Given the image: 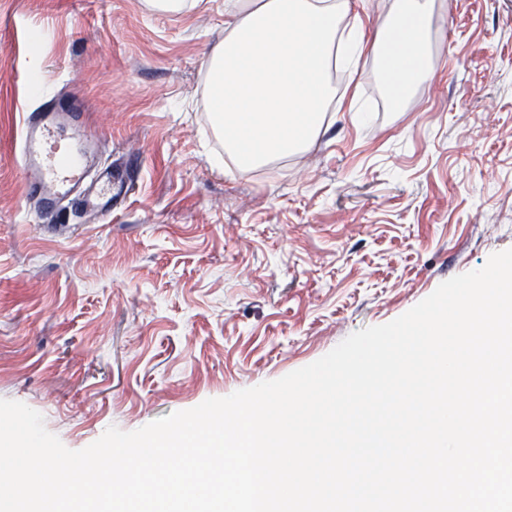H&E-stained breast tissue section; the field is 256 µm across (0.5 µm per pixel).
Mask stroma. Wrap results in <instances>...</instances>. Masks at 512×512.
<instances>
[{
	"mask_svg": "<svg viewBox=\"0 0 512 512\" xmlns=\"http://www.w3.org/2000/svg\"><path fill=\"white\" fill-rule=\"evenodd\" d=\"M396 0H358L372 47L337 72L319 137L225 162L206 61L224 0H0V398L69 449L318 360L512 249V0H435L431 84L395 104L374 49ZM78 98L124 206L49 233L18 142L41 88Z\"/></svg>",
	"mask_w": 512,
	"mask_h": 512,
	"instance_id": "1",
	"label": "stroma"
}]
</instances>
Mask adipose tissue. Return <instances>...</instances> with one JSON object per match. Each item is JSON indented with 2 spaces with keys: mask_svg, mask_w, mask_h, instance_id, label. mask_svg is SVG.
Segmentation results:
<instances>
[{
  "mask_svg": "<svg viewBox=\"0 0 512 512\" xmlns=\"http://www.w3.org/2000/svg\"><path fill=\"white\" fill-rule=\"evenodd\" d=\"M433 0H399L380 29V64L394 95L429 82L423 30ZM349 0H224V37L207 62L213 127L245 169L300 152L336 100L339 18Z\"/></svg>",
  "mask_w": 512,
  "mask_h": 512,
  "instance_id": "ef3b65f1",
  "label": "adipose tissue"
}]
</instances>
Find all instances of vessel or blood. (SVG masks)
<instances>
[{
	"label": "vessel or blood",
	"mask_w": 512,
	"mask_h": 512,
	"mask_svg": "<svg viewBox=\"0 0 512 512\" xmlns=\"http://www.w3.org/2000/svg\"><path fill=\"white\" fill-rule=\"evenodd\" d=\"M46 104L23 119L18 162L31 175L30 190L44 211L72 205L111 213L130 183L118 167L101 166L98 140L82 120L83 107L46 93Z\"/></svg>",
	"instance_id": "obj_1"
}]
</instances>
